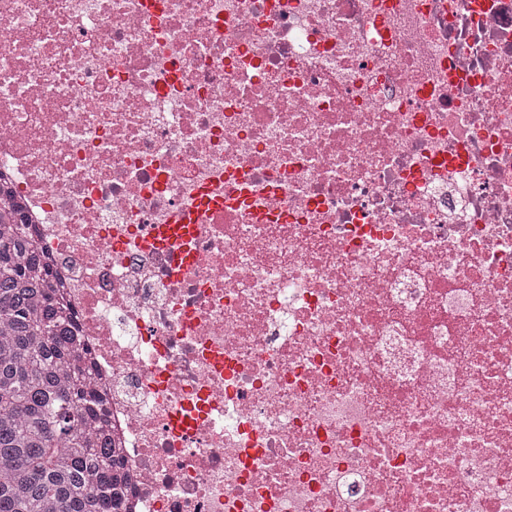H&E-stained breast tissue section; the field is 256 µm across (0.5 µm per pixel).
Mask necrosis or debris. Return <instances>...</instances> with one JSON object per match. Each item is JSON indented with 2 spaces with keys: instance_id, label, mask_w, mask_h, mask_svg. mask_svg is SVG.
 <instances>
[{
  "instance_id": "necrosis-or-debris-1",
  "label": "necrosis or debris",
  "mask_w": 512,
  "mask_h": 512,
  "mask_svg": "<svg viewBox=\"0 0 512 512\" xmlns=\"http://www.w3.org/2000/svg\"><path fill=\"white\" fill-rule=\"evenodd\" d=\"M0 184L129 512H512V0H0Z\"/></svg>"
}]
</instances>
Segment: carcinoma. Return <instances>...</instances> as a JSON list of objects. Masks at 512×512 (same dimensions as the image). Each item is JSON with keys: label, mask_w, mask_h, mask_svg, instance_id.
<instances>
[{"label": "carcinoma", "mask_w": 512, "mask_h": 512, "mask_svg": "<svg viewBox=\"0 0 512 512\" xmlns=\"http://www.w3.org/2000/svg\"><path fill=\"white\" fill-rule=\"evenodd\" d=\"M54 274L0 186V512H126L122 449Z\"/></svg>", "instance_id": "obj_1"}]
</instances>
